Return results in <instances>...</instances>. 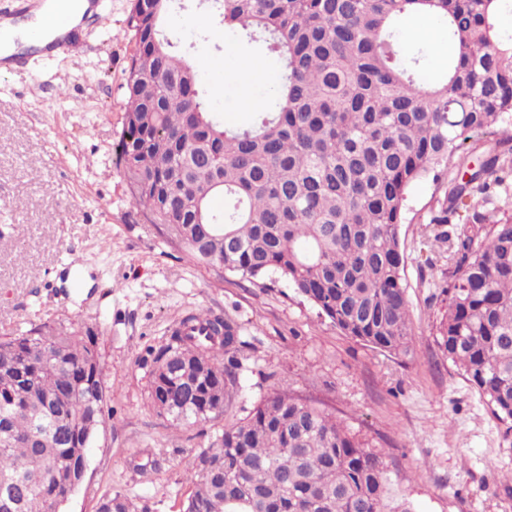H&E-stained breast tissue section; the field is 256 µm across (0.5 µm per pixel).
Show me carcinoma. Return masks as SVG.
Wrapping results in <instances>:
<instances>
[{"mask_svg": "<svg viewBox=\"0 0 512 512\" xmlns=\"http://www.w3.org/2000/svg\"><path fill=\"white\" fill-rule=\"evenodd\" d=\"M173 0H135V51L117 165L132 201L197 265L276 276L343 334L412 351L399 226L409 187L448 172L429 219L446 224L448 358L512 435V39L500 0H212L224 31L281 63L267 109L243 128L209 112L196 67L163 22ZM409 14L445 30L447 68L419 79L399 39ZM498 136L484 153L467 143ZM482 204L507 212L489 224ZM98 333L45 324L0 336V496L55 512L110 419ZM239 326L210 310L148 350L150 399L176 429L224 414L238 389ZM183 512H412L393 497L382 451L325 410L274 389L188 468ZM128 495L98 512H136Z\"/></svg>", "mask_w": 512, "mask_h": 512, "instance_id": "obj_1", "label": "carcinoma"}]
</instances>
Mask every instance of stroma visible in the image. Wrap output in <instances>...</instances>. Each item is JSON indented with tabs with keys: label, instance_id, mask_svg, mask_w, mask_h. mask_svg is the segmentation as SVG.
I'll use <instances>...</instances> for the list:
<instances>
[{
	"label": "stroma",
	"instance_id": "35a3bbf8",
	"mask_svg": "<svg viewBox=\"0 0 512 512\" xmlns=\"http://www.w3.org/2000/svg\"><path fill=\"white\" fill-rule=\"evenodd\" d=\"M129 4L102 0L65 54L35 51L0 72V334L44 323L97 329L112 397V418L61 512H96L109 491L150 512H180L191 457L275 388L383 450L394 489L414 512H512V437L442 346L448 247L435 242L429 221L441 185L412 184L400 226L414 327L407 356L345 336L284 280L194 265L133 204L116 165ZM164 28L202 65L200 89L225 125H248L237 69L262 46L224 35L209 0H174ZM201 310L241 327L240 390L220 418L176 430L151 405L148 349Z\"/></svg>",
	"mask_w": 512,
	"mask_h": 512
}]
</instances>
